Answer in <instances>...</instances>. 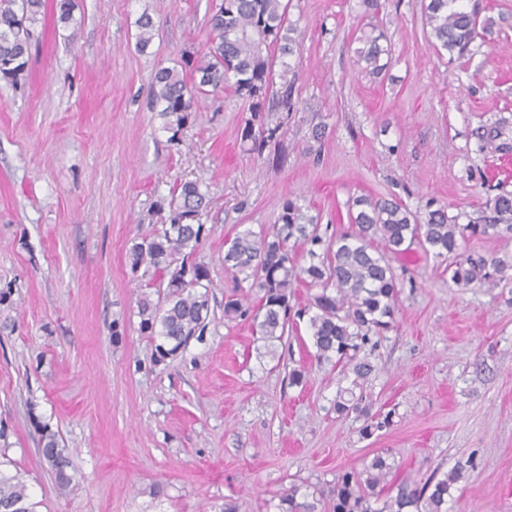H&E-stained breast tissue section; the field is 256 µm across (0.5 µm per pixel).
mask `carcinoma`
Instances as JSON below:
<instances>
[{
	"label": "carcinoma",
	"mask_w": 512,
	"mask_h": 512,
	"mask_svg": "<svg viewBox=\"0 0 512 512\" xmlns=\"http://www.w3.org/2000/svg\"><path fill=\"white\" fill-rule=\"evenodd\" d=\"M45 0H0V76L14 80L28 63L31 30ZM481 10L465 0H429L425 26L433 47L463 56L478 37ZM212 40L208 52L192 66L196 80L168 68H159L151 93L166 128L179 132L193 112L200 94L224 88L234 79L236 94L248 102L253 117L241 130L240 141L251 151H262L277 138L280 125H269L261 115L263 101L274 93V76L288 85L290 64L297 47L291 36L287 0H221L210 15ZM138 47L152 41L154 23L148 14L137 20ZM357 40L358 61L371 73L382 70L381 57L389 54L384 31L369 25ZM280 73H275V67ZM209 199L193 181L173 186L169 202L157 204L161 228L140 237L129 251L131 272L142 266L153 269L155 283L145 285L138 300L139 331L154 343V360L179 354L189 342L203 335L210 317V280L207 268L194 261L205 225L188 216L207 208ZM486 214L473 218L465 212L448 215L444 208L421 216L395 200L359 196L349 207L352 230L323 239L314 218L307 217L298 200L283 202L279 223L259 236L250 230L238 233L224 252V266L250 281L257 302L244 306L243 299L224 303V316L250 317L261 339H281L291 316L290 299L298 283L320 288L312 297L317 310L310 318V332L317 362H343L354 374L357 387L371 373V366L356 360L357 351L391 328L397 311V277L387 255L403 254L418 244L435 256L449 260L451 281L467 287L474 283L496 287L512 279V264L499 257H462L458 240L497 236L512 239V192H502L486 202ZM335 411L340 416L362 413V396L351 389L339 394ZM42 449L57 486L67 487V450L55 435H42ZM387 458L375 456L362 471H345L332 489L331 512H448V496L459 470L444 477L431 474L424 482L404 479L392 494L380 501L390 474ZM299 488L280 497L281 512H315V506L298 501ZM27 487L16 475L0 474V506L11 512H34Z\"/></svg>",
	"instance_id": "carcinoma-1"
}]
</instances>
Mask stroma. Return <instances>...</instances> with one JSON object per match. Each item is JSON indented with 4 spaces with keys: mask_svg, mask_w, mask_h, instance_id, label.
<instances>
[{
    "mask_svg": "<svg viewBox=\"0 0 512 512\" xmlns=\"http://www.w3.org/2000/svg\"><path fill=\"white\" fill-rule=\"evenodd\" d=\"M216 2L75 0L65 27L46 0L25 72L0 79V472L24 481L35 512H278L290 487L328 491L382 454L392 484L460 470L448 512H512V281L462 288L421 248L391 258L395 320L360 352L374 367L363 402L382 423L368 437L367 417L337 415L353 376L313 364L308 317L268 346L224 316L226 243L270 229L285 199L329 238L361 195L478 217L512 191V0H483L490 28L455 58L432 47L422 0H382L374 16L362 0H290L294 107L270 111L284 125L259 154L240 143L248 112L232 87L176 135L150 96L158 68L206 52ZM369 23L391 43L378 75L355 53ZM492 136L504 151L487 149ZM180 180L209 197L196 260L211 314L202 340L156 364L127 256ZM44 428L71 459L63 491Z\"/></svg>",
    "mask_w": 512,
    "mask_h": 512,
    "instance_id": "35a3bbf8",
    "label": "stroma"
}]
</instances>
